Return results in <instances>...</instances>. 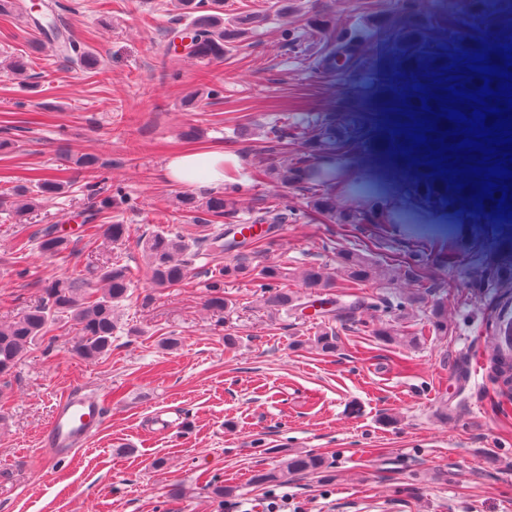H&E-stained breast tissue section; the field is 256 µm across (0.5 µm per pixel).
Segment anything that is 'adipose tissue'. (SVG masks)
I'll use <instances>...</instances> for the list:
<instances>
[{"instance_id":"adipose-tissue-1","label":"adipose tissue","mask_w":512,"mask_h":512,"mask_svg":"<svg viewBox=\"0 0 512 512\" xmlns=\"http://www.w3.org/2000/svg\"><path fill=\"white\" fill-rule=\"evenodd\" d=\"M240 167L239 156L230 151H188L173 156L166 165V172L168 178L180 186L203 183L218 188L231 181Z\"/></svg>"}]
</instances>
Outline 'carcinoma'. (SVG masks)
<instances>
[{
    "instance_id": "cac0c4a2",
    "label": "carcinoma",
    "mask_w": 512,
    "mask_h": 512,
    "mask_svg": "<svg viewBox=\"0 0 512 512\" xmlns=\"http://www.w3.org/2000/svg\"><path fill=\"white\" fill-rule=\"evenodd\" d=\"M175 7L181 10L185 20L182 26L168 31L172 38L190 40L187 56L200 62L224 60L226 51L246 33V26L259 24V15L237 17L224 23V0H175ZM29 25L37 34L33 45L48 48L63 60L78 65L86 73L99 70L101 59L90 49L82 46L68 27L55 17L53 2L43 3V10L29 17ZM355 43L351 38L336 39L332 52L333 66L347 68L353 57ZM29 69V60L19 54L7 56L0 61V73L23 77ZM288 132L274 129L268 139L277 143L280 149L268 150L270 165L267 176L276 184L310 185L321 187L331 185L342 176L337 158L330 150L316 145L292 159L288 158V147L283 139ZM420 161L411 166L418 179V189L430 200L443 207L465 206L476 209L472 198L463 190L441 180L431 167L429 159L419 155ZM67 182L57 177H37L29 184L16 187L0 205H5L18 217L34 211L47 199L62 194ZM89 206L84 224L89 241L99 238L107 245L121 244L127 235L128 226L118 222L99 224L98 219L112 214L126 202L122 190L102 195L89 190ZM179 207L187 217L199 222L201 231L188 236L180 231L154 230L142 240V256L150 283V292L142 297L141 306L154 303L155 293L166 288L183 284L196 262L202 258L213 261L206 270L204 282V307L216 314L230 315L235 306L224 290V283L240 276L258 272L262 280L260 299L267 307L283 310L285 314L297 315L304 309L302 296L281 287L287 273L279 265H264L258 269L251 266V255L241 253L245 244L260 243L262 234L249 238L244 230L250 224H226L224 220L236 217L239 200L231 192H208L203 196L186 193L178 199ZM314 209L327 215L339 224H388V215L362 207L358 210L347 208L331 196H320L314 200ZM254 222L267 225L266 231H273L278 225L288 222V210L270 205L255 216ZM37 248L43 254L55 255L67 249V241L46 227L36 236ZM237 251L232 263L224 264L219 258L224 253ZM343 282L336 283L323 267L312 265L303 274L302 285L306 288L330 289L336 286L353 288L355 285L391 277L389 269L373 261L364 251H347L340 255ZM132 289L131 272L128 265L118 256L110 257L96 271V285L80 277L54 279L44 288L40 299L22 314L6 321H0V378L10 376L26 352L37 340L54 341L50 332L65 328L74 333L73 353L82 360L94 363L112 351V337L119 331L129 335L138 329L123 321V303L130 298ZM336 314L322 315L319 330L313 343L324 353L336 350V328L333 321ZM326 469L323 457L313 453H299L284 456L278 468L259 470L253 481L257 485H268L280 481L290 474H317Z\"/></svg>"
}]
</instances>
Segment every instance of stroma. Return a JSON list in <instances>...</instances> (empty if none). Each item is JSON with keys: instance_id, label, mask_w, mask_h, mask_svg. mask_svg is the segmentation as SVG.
<instances>
[{"instance_id": "obj_1", "label": "stroma", "mask_w": 512, "mask_h": 512, "mask_svg": "<svg viewBox=\"0 0 512 512\" xmlns=\"http://www.w3.org/2000/svg\"><path fill=\"white\" fill-rule=\"evenodd\" d=\"M55 2L102 65L85 73L30 50L26 16H0V57L31 60L30 79L0 74V194L33 173L71 182L31 221L0 210V320L37 301L46 281L92 274L99 255L82 227L88 184L127 194L117 215L128 236L118 252L135 292L147 289L143 236L199 231L177 208L182 186L166 175L171 156L187 149L239 155L237 223L274 204L292 213L260 258L287 270V288L299 290L312 264L336 272L344 250H368L395 277L348 294L309 291L311 302L336 301L332 353L310 342L318 320L273 316L251 276L226 283L236 309L216 321L203 307V259L185 286L166 290L153 307L128 302L139 333L118 334L101 360L81 361L63 332L53 346L36 343L0 391V512H84L89 501L96 512H224L207 486L212 478L243 503L287 495L288 512H512V386L490 364L472 363L492 349L486 326L498 283L512 278V223L422 200L389 152L388 116L397 90L417 81L399 67L408 47L454 54L461 19L478 41L512 43L503 0L489 16L474 15L471 0H288L284 9L278 0H224L225 17L267 19L211 64L159 56L179 16L171 0ZM350 33L359 41L351 69L313 73L333 37ZM189 95L197 101L191 111L183 106ZM275 124L287 125L292 151L320 130L339 135V161L359 179L364 200L396 204L400 222L338 224L312 211L322 188L275 187L262 152ZM85 154L98 158L97 168L77 166ZM49 225L67 239L66 250L15 253L14 241ZM441 251L449 262L438 259ZM414 265L422 281L404 277ZM367 297L377 310L347 314ZM407 301L416 314L408 323L399 311ZM438 304L448 316L444 336L432 326ZM383 323L398 341L374 335ZM168 336L180 339L177 349H162ZM76 387L100 392L108 418L88 447L55 461L41 434L56 400ZM166 411L180 414L179 429L158 430L154 417ZM299 451L322 455L327 476L252 484L255 470ZM160 458L164 467H155ZM175 483L187 489L178 500L167 495Z\"/></svg>"}]
</instances>
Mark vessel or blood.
Instances as JSON below:
<instances>
[{"label": "vessel or blood", "instance_id": "vessel-or-blood-1", "mask_svg": "<svg viewBox=\"0 0 512 512\" xmlns=\"http://www.w3.org/2000/svg\"><path fill=\"white\" fill-rule=\"evenodd\" d=\"M105 419L103 398L82 387L70 390L54 406L42 441L53 458L74 455L88 446Z\"/></svg>", "mask_w": 512, "mask_h": 512}]
</instances>
